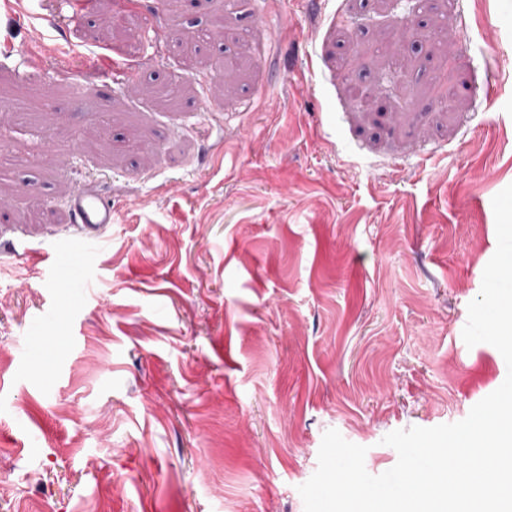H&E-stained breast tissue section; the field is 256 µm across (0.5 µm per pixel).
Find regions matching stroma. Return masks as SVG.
<instances>
[{"instance_id":"35a3bbf8","label":"stroma","mask_w":512,"mask_h":512,"mask_svg":"<svg viewBox=\"0 0 512 512\" xmlns=\"http://www.w3.org/2000/svg\"><path fill=\"white\" fill-rule=\"evenodd\" d=\"M407 8L0 0V512H304L326 430L378 475L385 435L502 385L462 331L512 184V0L420 10L444 57L381 25ZM90 182L117 221L58 288Z\"/></svg>"}]
</instances>
